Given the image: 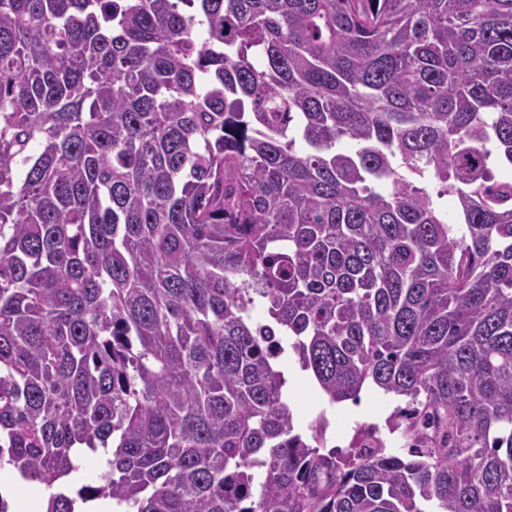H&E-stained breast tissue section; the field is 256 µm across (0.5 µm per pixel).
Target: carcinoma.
<instances>
[{
	"label": "carcinoma",
	"mask_w": 512,
	"mask_h": 512,
	"mask_svg": "<svg viewBox=\"0 0 512 512\" xmlns=\"http://www.w3.org/2000/svg\"><path fill=\"white\" fill-rule=\"evenodd\" d=\"M498 165L512 0H0V466L112 449L45 512H512ZM287 343L406 455L296 431Z\"/></svg>",
	"instance_id": "carcinoma-1"
}]
</instances>
